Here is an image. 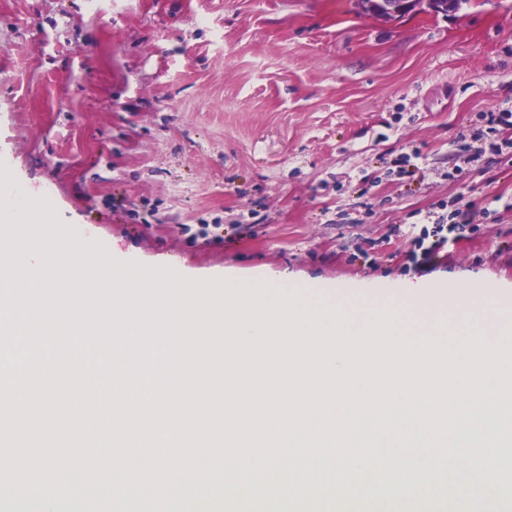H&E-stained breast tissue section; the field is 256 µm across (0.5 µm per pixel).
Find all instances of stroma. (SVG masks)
Here are the masks:
<instances>
[{
  "mask_svg": "<svg viewBox=\"0 0 512 512\" xmlns=\"http://www.w3.org/2000/svg\"><path fill=\"white\" fill-rule=\"evenodd\" d=\"M353 0H0V181L32 189L69 245L103 272L87 306L108 358L67 365L112 388L127 350L98 302L113 249L140 268L169 263L204 284L284 274L352 298L383 281L512 289V130L467 162L457 133L512 113V0L395 23ZM474 209L425 271L409 256L438 216ZM496 410L494 486L455 512H512V383ZM0 482L23 487L0 512H36L46 484L76 512H110L92 479L49 476L22 455Z\"/></svg>",
  "mask_w": 512,
  "mask_h": 512,
  "instance_id": "1",
  "label": "stroma"
}]
</instances>
